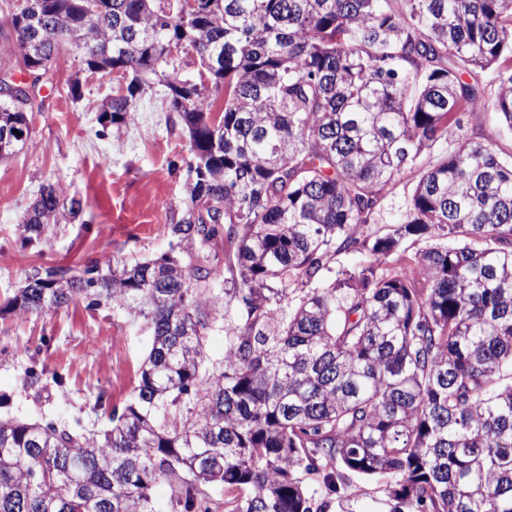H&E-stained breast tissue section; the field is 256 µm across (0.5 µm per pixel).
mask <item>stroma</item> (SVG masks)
<instances>
[{"label": "stroma", "mask_w": 512, "mask_h": 512, "mask_svg": "<svg viewBox=\"0 0 512 512\" xmlns=\"http://www.w3.org/2000/svg\"><path fill=\"white\" fill-rule=\"evenodd\" d=\"M79 68L71 50L59 52L54 79L41 89L43 106L30 115L28 147L0 158V307L36 267L81 268L113 258L132 264L169 249V226L184 198L189 135L158 84L142 94L129 123L102 129L98 108L116 80ZM77 76L78 100L68 90ZM463 134L512 154V136L500 131L494 113L466 115ZM49 184L83 200V219L59 224L49 240L31 243L18 228ZM150 341L144 318L81 298L47 314L0 315V419H78L90 429L106 427L96 401L121 407L131 400ZM31 370L38 383L28 382ZM342 497L358 512H385L379 479L350 473L339 494L318 495L324 512H341Z\"/></svg>", "instance_id": "obj_1"}]
</instances>
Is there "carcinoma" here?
Segmentation results:
<instances>
[{
    "mask_svg": "<svg viewBox=\"0 0 512 512\" xmlns=\"http://www.w3.org/2000/svg\"><path fill=\"white\" fill-rule=\"evenodd\" d=\"M100 2H7L0 33L27 68L37 26L48 79L63 47L125 74L104 129L163 83L187 195L159 258L40 267L9 300L19 316L104 301L152 341L108 427L0 419V512H159V477L170 512H210L219 490L226 512H320L317 485L335 493L346 471L383 478L390 512H512V158L461 134L488 110L479 70L512 134V0ZM180 46L199 77L166 72ZM33 106L0 93V131L31 136ZM407 170L404 211L371 229ZM82 212L49 185L20 227L33 242ZM409 240L413 269L388 266Z\"/></svg>",
    "mask_w": 512,
    "mask_h": 512,
    "instance_id": "obj_1",
    "label": "carcinoma"
}]
</instances>
